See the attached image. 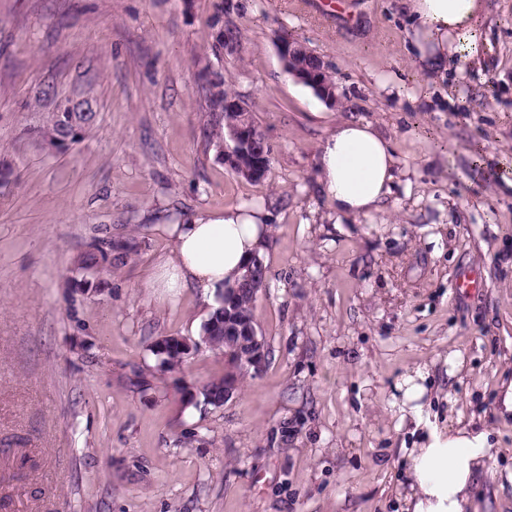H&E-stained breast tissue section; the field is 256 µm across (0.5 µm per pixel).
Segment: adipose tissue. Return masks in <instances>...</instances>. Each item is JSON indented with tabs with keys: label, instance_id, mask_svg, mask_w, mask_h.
I'll list each match as a JSON object with an SVG mask.
<instances>
[{
	"label": "adipose tissue",
	"instance_id": "obj_1",
	"mask_svg": "<svg viewBox=\"0 0 512 512\" xmlns=\"http://www.w3.org/2000/svg\"><path fill=\"white\" fill-rule=\"evenodd\" d=\"M415 21L421 71L445 74L462 69L480 54L481 0H405ZM320 181L337 217L379 209L391 193L395 156L389 142L364 120L337 123L323 141ZM173 248L160 264L164 288L190 286L212 302L218 289L235 284L244 264L262 255L271 232L263 209L241 205L218 218L168 225ZM492 445L486 433L432 427L408 449L405 512H476L472 491Z\"/></svg>",
	"mask_w": 512,
	"mask_h": 512
}]
</instances>
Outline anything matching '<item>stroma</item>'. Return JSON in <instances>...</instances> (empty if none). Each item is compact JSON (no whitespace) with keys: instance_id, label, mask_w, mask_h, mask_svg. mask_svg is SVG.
<instances>
[{"instance_id":"1","label":"stroma","mask_w":512,"mask_h":512,"mask_svg":"<svg viewBox=\"0 0 512 512\" xmlns=\"http://www.w3.org/2000/svg\"><path fill=\"white\" fill-rule=\"evenodd\" d=\"M485 3L482 56L441 80L414 63L402 0L329 21L316 0H0V512H397L420 366L424 424L501 447L479 512H512V0ZM222 27L238 43L218 59ZM282 34L332 68L339 105L289 74ZM212 60L271 148L263 181L203 137ZM48 75L97 97L61 152L36 143ZM350 119L389 140L395 179L382 209L340 220L317 166ZM238 205L272 228L254 309L269 359L215 407L201 389L222 352L170 372L153 351L200 339V289L152 282L166 225ZM103 240L132 252L81 287Z\"/></svg>"}]
</instances>
